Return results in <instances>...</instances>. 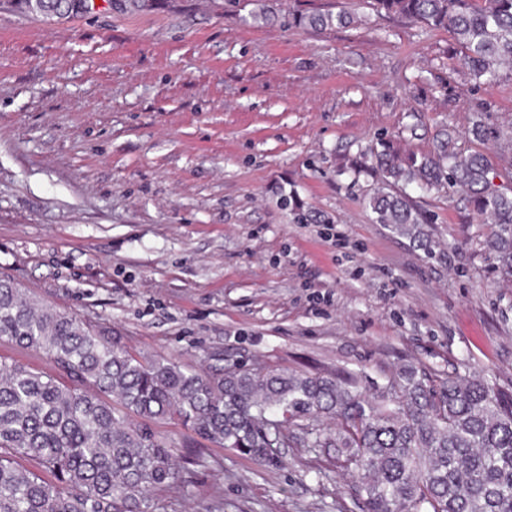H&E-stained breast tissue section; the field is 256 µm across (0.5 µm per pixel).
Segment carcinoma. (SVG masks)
<instances>
[{"instance_id":"cac0c4a2","label":"carcinoma","mask_w":512,"mask_h":512,"mask_svg":"<svg viewBox=\"0 0 512 512\" xmlns=\"http://www.w3.org/2000/svg\"><path fill=\"white\" fill-rule=\"evenodd\" d=\"M152 0H112L139 12ZM377 9L428 29L451 28L463 62L482 85L512 62V0H375ZM49 12H88L90 0H41ZM347 23L331 11L294 13L288 24L322 31ZM365 155L380 181L368 204L417 246L430 248L423 215L403 189L467 186L476 212L495 227L488 248L512 277V194L489 185L479 152L448 139L420 155L380 141ZM402 188H396V184ZM0 341L51 363L39 371L0 356V512H159L162 492L187 483L190 466L214 462L210 448H177L161 425L265 465L298 433L306 448L333 449L363 512H512V392L480 376L406 365L377 395L354 374H308L230 364L196 370L170 358L143 359L106 325L41 302L0 276ZM26 457L38 469L20 466Z\"/></svg>"}]
</instances>
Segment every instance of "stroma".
I'll return each instance as SVG.
<instances>
[{
    "label": "stroma",
    "mask_w": 512,
    "mask_h": 512,
    "mask_svg": "<svg viewBox=\"0 0 512 512\" xmlns=\"http://www.w3.org/2000/svg\"><path fill=\"white\" fill-rule=\"evenodd\" d=\"M350 21L253 20L234 0L47 14L0 0V275L200 370L405 364L512 389V279L471 192L411 191L431 250L374 221L362 146L445 132L512 186V65L476 83L453 34L373 0H271ZM499 131L480 140L477 114ZM295 194L316 224H296ZM163 512H361L347 471L300 445L278 466L213 448ZM347 23V16L345 13H333L332 11H316L311 13H294L288 18V24L292 27L322 31L336 27V25L342 26Z\"/></svg>",
    "instance_id": "35a3bbf8"
}]
</instances>
